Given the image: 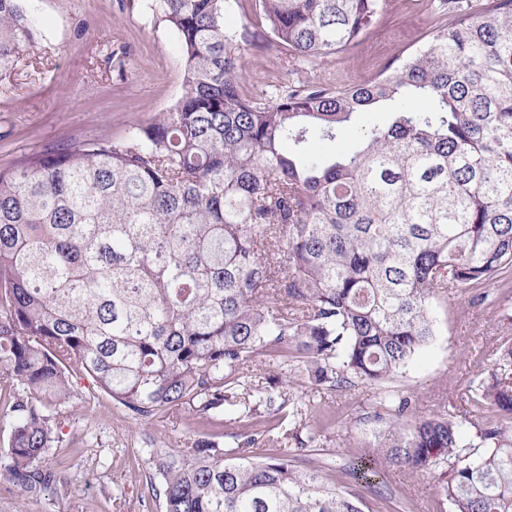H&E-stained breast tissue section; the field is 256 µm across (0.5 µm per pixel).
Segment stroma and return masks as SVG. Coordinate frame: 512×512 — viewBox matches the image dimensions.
Segmentation results:
<instances>
[{
    "label": "stroma",
    "instance_id": "stroma-1",
    "mask_svg": "<svg viewBox=\"0 0 512 512\" xmlns=\"http://www.w3.org/2000/svg\"><path fill=\"white\" fill-rule=\"evenodd\" d=\"M40 35L31 54L0 75V169L44 148L120 137L165 111L181 92L183 63L173 31L159 22L153 0H24ZM445 0H388L387 9L353 46L306 64L269 32L255 0H230L224 28L249 29L242 46L243 84L256 97L314 80L328 87L367 82L392 73L422 47ZM435 337L392 387L411 397L414 415L453 414L471 438L469 382L487 369L492 347L512 338L498 305L465 291L433 301ZM385 393L370 386L320 391L314 416L317 442L299 463L321 468L324 480L354 489L345 465L372 448L383 429L374 420ZM59 442L46 459L68 483L27 497L0 484V512H146L150 493L146 447L180 448L190 438L227 434L223 416L194 417L168 409L151 423L132 418L105 395L73 399ZM385 494L363 492V512H439L434 475L384 467Z\"/></svg>",
    "mask_w": 512,
    "mask_h": 512
}]
</instances>
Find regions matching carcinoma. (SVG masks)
Returning <instances> with one entry per match:
<instances>
[{
    "label": "carcinoma",
    "mask_w": 512,
    "mask_h": 512,
    "mask_svg": "<svg viewBox=\"0 0 512 512\" xmlns=\"http://www.w3.org/2000/svg\"><path fill=\"white\" fill-rule=\"evenodd\" d=\"M385 0H255L298 61L355 43ZM184 63L176 101L108 142L0 170V393L14 414L0 481L38 495L75 397L71 371L148 422L188 406L241 431L151 448L161 512H362L295 457L319 436L295 388L385 387L430 343V302L512 268V0L448 18L394 73L246 94L225 0H158ZM0 0V72L36 47ZM383 108L349 152L316 140ZM278 372L248 375L259 356ZM464 442L448 414L394 395L375 453L438 475L454 512H512V342L472 389ZM273 448L268 456L252 449ZM356 483L381 472L360 456Z\"/></svg>",
    "instance_id": "obj_1"
}]
</instances>
